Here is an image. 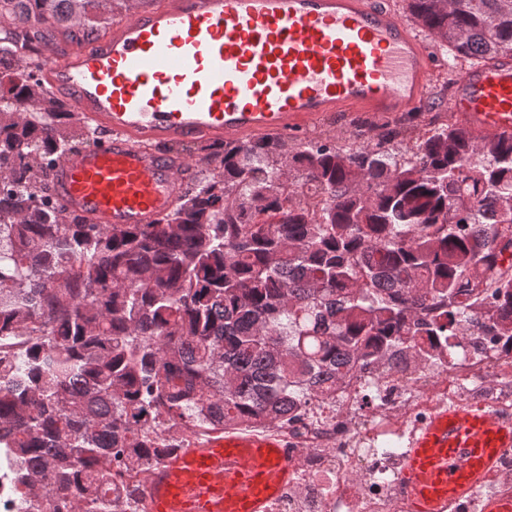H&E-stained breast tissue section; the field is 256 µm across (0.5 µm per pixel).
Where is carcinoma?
Instances as JSON below:
<instances>
[{
	"mask_svg": "<svg viewBox=\"0 0 512 512\" xmlns=\"http://www.w3.org/2000/svg\"><path fill=\"white\" fill-rule=\"evenodd\" d=\"M136 0H0V448L22 497L113 512L112 459L272 424L353 367L512 337V137L405 116L197 147L174 208L104 227L52 189L104 132L46 84ZM453 59L512 51V0H406Z\"/></svg>",
	"mask_w": 512,
	"mask_h": 512,
	"instance_id": "cac0c4a2",
	"label": "carcinoma"
}]
</instances>
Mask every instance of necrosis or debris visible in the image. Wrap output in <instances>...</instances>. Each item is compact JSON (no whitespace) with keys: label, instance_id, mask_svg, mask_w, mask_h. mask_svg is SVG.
I'll list each match as a JSON object with an SVG mask.
<instances>
[{"label":"necrosis or debris","instance_id":"obj_1","mask_svg":"<svg viewBox=\"0 0 512 512\" xmlns=\"http://www.w3.org/2000/svg\"><path fill=\"white\" fill-rule=\"evenodd\" d=\"M477 406L512 421V349L491 336L459 338L440 365L354 369L335 397L316 399L297 419L248 425L281 440L292 464L267 512H413L403 467L414 436L438 411ZM147 473H123L115 512H151ZM512 500V447L493 470L441 512H487Z\"/></svg>","mask_w":512,"mask_h":512}]
</instances>
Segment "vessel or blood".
I'll return each instance as SVG.
<instances>
[{
  "label": "vessel or blood",
  "instance_id": "obj_1",
  "mask_svg": "<svg viewBox=\"0 0 512 512\" xmlns=\"http://www.w3.org/2000/svg\"><path fill=\"white\" fill-rule=\"evenodd\" d=\"M432 71L382 0H162L88 46L49 53L46 82L112 137L69 152L53 187L104 226L148 224L175 206L194 166L155 143L300 136L334 112L414 111ZM453 107L474 132L512 134V56L465 70ZM512 421L478 407L438 413L404 463L414 512L474 488ZM290 464L273 436L229 430L174 455L147 485L153 512H266Z\"/></svg>",
  "mask_w": 512,
  "mask_h": 512
}]
</instances>
